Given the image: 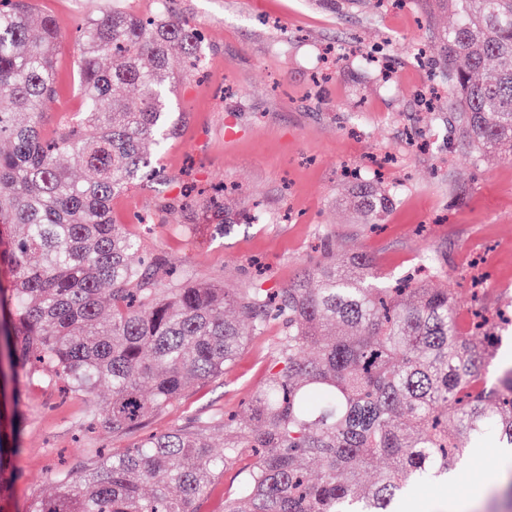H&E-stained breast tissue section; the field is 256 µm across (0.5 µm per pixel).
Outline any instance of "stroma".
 <instances>
[{
	"instance_id": "1",
	"label": "stroma",
	"mask_w": 512,
	"mask_h": 512,
	"mask_svg": "<svg viewBox=\"0 0 512 512\" xmlns=\"http://www.w3.org/2000/svg\"><path fill=\"white\" fill-rule=\"evenodd\" d=\"M61 35L58 97L43 122L52 135L81 102L77 29L90 9L112 0H36ZM209 46L206 80L184 75L168 99L187 115L162 158L166 180L113 197L112 216L146 249L227 288H281L320 259L323 249L372 258L388 278L407 275L422 255L438 256L448 276L434 288H469L485 278V303L512 306V161L474 159L451 133L445 99L426 107L437 50L415 0L398 9L334 13L310 0H175ZM363 179L391 191L379 226L361 223L349 203ZM224 194V218L202 212L156 215L158 198ZM281 331L272 322L252 337L226 375L185 392L147 416L161 433L189 418L244 413L273 365ZM87 397L32 389L24 403L22 453L0 495V512H26L53 493L59 476H80L102 449L123 450L116 437L85 419ZM505 453L487 442L472 448L463 470L438 484L413 486L408 497L430 512H512L500 496Z\"/></svg>"
}]
</instances>
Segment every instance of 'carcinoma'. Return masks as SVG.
Returning <instances> with one entry per match:
<instances>
[{
	"label": "carcinoma",
	"instance_id": "1",
	"mask_svg": "<svg viewBox=\"0 0 512 512\" xmlns=\"http://www.w3.org/2000/svg\"><path fill=\"white\" fill-rule=\"evenodd\" d=\"M156 0L144 19L120 6L80 31L81 110L43 134L55 101L59 40L33 0H0V359L12 407L0 414V493L21 451L18 410L30 387L63 383L87 395L86 417L119 436L194 385L222 376L246 340L275 317L277 369L245 416L192 418L150 434L34 500L27 512H199L227 468L224 512H393L416 477H439L487 432L512 447V367L481 382L502 337L479 295L477 335L462 334L455 288L416 276L383 281L352 251L310 264L284 288H225L172 276L112 219V198L164 180L160 154L183 112L167 91L181 68L205 62L189 21ZM433 18L438 69L448 81V123L477 157L512 160V0H418ZM83 173L82 179L74 170ZM365 224L392 195L367 181L351 190ZM223 433L214 453L212 431ZM373 484L360 474L375 460Z\"/></svg>",
	"mask_w": 512,
	"mask_h": 512
}]
</instances>
